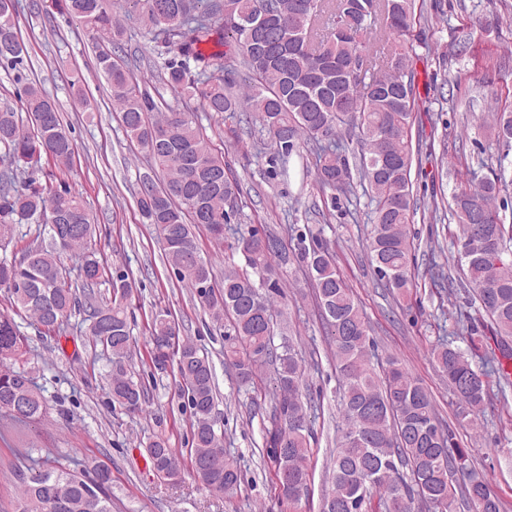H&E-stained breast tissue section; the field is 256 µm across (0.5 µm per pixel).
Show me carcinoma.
Segmentation results:
<instances>
[{"mask_svg":"<svg viewBox=\"0 0 512 512\" xmlns=\"http://www.w3.org/2000/svg\"><path fill=\"white\" fill-rule=\"evenodd\" d=\"M55 0L56 9L86 29L108 36L115 47L125 39V20L137 17L157 46L175 51L158 69V80L178 100L200 99L207 112H251L270 146L282 157L304 146L313 160L321 191L345 193L353 175L371 191L368 253L375 273L395 302L413 288V242L408 224L415 201L410 173V128L417 100L413 69L416 52L408 36L425 19L416 0ZM224 32L225 53L209 56L200 45ZM26 46L17 21L16 0H0V62H24ZM241 57L248 72L246 91L224 76V54ZM98 69L130 143L150 159L151 172L139 178L137 208L155 230L168 266L216 323H229L224 366L250 384L268 367L274 379L263 454L275 467L278 497L295 512L308 497L311 453L310 406L303 399L307 368L291 345L276 352L275 325L283 296L279 267L288 264L286 241L253 227L233 244L243 264L216 280L212 260L203 256L195 228L224 241L228 208L237 184L229 178L223 152L203 133L193 114L158 103L130 69L101 48ZM21 110L0 108V243L16 228L35 224L47 231L22 250L0 258V288L13 307L46 333H59L72 311L91 309L85 335L101 347L111 368L107 389L112 405L139 412L147 389L126 367L133 337L127 309L133 285L112 279V299L96 300L94 288L107 269L92 248L93 217L82 197L65 182L34 179L16 186L19 171L47 159L70 170L74 144L56 102L36 81L19 90ZM490 128L497 140H512V111L494 112ZM354 130L361 146L350 167L342 134ZM501 177L472 178L449 206L461 246L458 268L472 289L470 303L487 317L486 329L499 355L491 360L498 383H512V225L502 223L497 200ZM82 251L85 277L69 284L63 256ZM326 323L336 371L343 384L339 448L331 460L332 481L321 512H455L456 488L477 512H502L500 499L469 462V451L435 413L428 389L389 355L371 365L374 341L353 291L336 267V254L320 245L302 255ZM27 339L12 319L0 315V411L27 406L26 419L46 411V400L29 373L11 358ZM153 368L176 367L180 396L191 419L189 464L202 485L217 495L240 489L238 460L224 451L216 428V382L209 356L175 321L155 315L148 340ZM432 363L448 379L458 399V415L483 410L490 399L487 374L447 343L431 352ZM147 455L157 476L178 481L183 466L168 442H149ZM16 512H112L111 472L100 466L84 480L62 465H42L23 476Z\"/></svg>","mask_w":512,"mask_h":512,"instance_id":"cac0c4a2","label":"carcinoma"}]
</instances>
